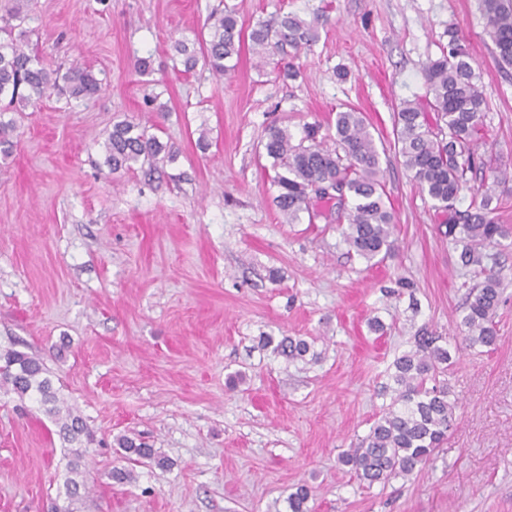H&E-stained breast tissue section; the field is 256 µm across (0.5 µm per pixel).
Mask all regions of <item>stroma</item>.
<instances>
[{
    "label": "stroma",
    "instance_id": "1",
    "mask_svg": "<svg viewBox=\"0 0 512 512\" xmlns=\"http://www.w3.org/2000/svg\"><path fill=\"white\" fill-rule=\"evenodd\" d=\"M243 27L276 13L317 18L300 54L235 71L186 73L173 44L211 12ZM28 46L80 61L105 89L54 93L20 112L0 155V350L41 356L94 441L70 445L31 399L0 390V512H52L68 464L90 490L73 512H287L299 483L309 512H512V246L496 349L461 351L448 379L456 425L411 480L368 485L338 462L389 397L393 359L421 328L454 339L478 282L394 149L401 102L425 101L423 69L456 29L481 72L477 152L502 178L498 223L512 225V68L500 67L478 0H25ZM150 62L147 75L137 60ZM362 112L380 152L395 254L375 265L342 224L286 223L262 142L270 125L333 144L338 111ZM156 123L168 152L111 172L102 144L118 119ZM409 293L393 296L397 280ZM380 320L384 331L370 327ZM306 339L291 360L264 336ZM241 374L236 388L227 378ZM172 463L112 483L118 437Z\"/></svg>",
    "mask_w": 512,
    "mask_h": 512
}]
</instances>
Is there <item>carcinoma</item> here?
I'll return each instance as SVG.
<instances>
[{"label": "carcinoma", "mask_w": 512, "mask_h": 512, "mask_svg": "<svg viewBox=\"0 0 512 512\" xmlns=\"http://www.w3.org/2000/svg\"><path fill=\"white\" fill-rule=\"evenodd\" d=\"M486 31L496 49L498 63L512 67V0H479ZM20 6L0 14V30H12L21 19ZM209 36L193 41L178 40L174 51L182 57L184 72L203 62L222 77L234 66L244 39L262 59L290 47L294 50L316 38L314 25L293 13L277 14L256 22L244 35L236 11L225 8L211 14ZM427 106L424 112L414 101L405 100L394 120L395 144L403 165L435 205L448 213V237L462 246L459 254L465 266L482 268L483 279L470 289L467 312L460 323L466 347L492 351L498 334L494 317L501 302L502 277L483 269L484 250L503 246L512 228L495 221L498 209L494 197L484 193L464 211L455 205L468 189L467 173L477 168L476 153L482 124L484 98L479 89L480 74L466 45L456 31L448 30V45L424 68ZM62 91L76 101H86L102 90V80L91 69L74 62L60 73L27 50L22 39L0 42V101L4 111L20 112L53 91ZM15 125L0 120V150L9 154ZM335 147L316 140L308 129L294 140L286 128L267 129L264 150L274 171L277 188L274 203L289 224L308 216L309 222L324 216L313 204L318 188L337 185L345 189L336 202V221L346 222L342 235L354 251L372 262L382 261L397 247L394 222L384 201L380 153L360 112L353 108L336 113ZM105 163L112 172L130 171L135 165L154 162L166 151L149 127L129 119L117 120L104 142ZM445 337L421 329L413 336L409 350L397 356L389 374L394 397L374 422L367 436L338 457L357 476L372 485L396 477H409L423 469L454 427L455 402L451 401L448 373L456 356L443 345ZM265 346L292 359H305L311 344L300 337H263ZM8 387L21 398H35L58 428L59 437L72 444L86 428L80 416L60 404L43 358L37 354L7 349L0 353V387ZM121 459L128 466H115L112 481L133 480L129 465L154 463L161 469L169 460L143 441L127 436L117 439ZM310 489L298 485L288 494V512H308Z\"/></svg>", "instance_id": "1"}]
</instances>
